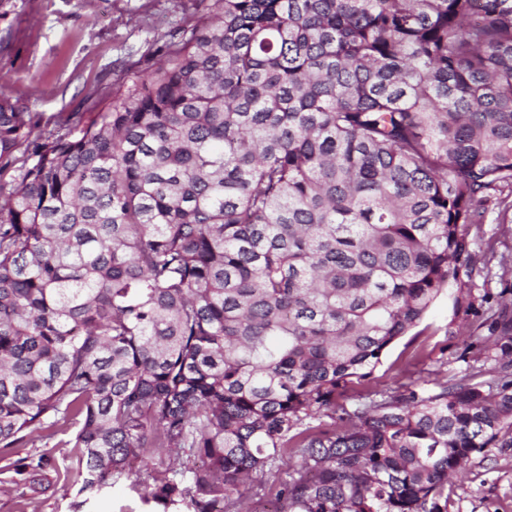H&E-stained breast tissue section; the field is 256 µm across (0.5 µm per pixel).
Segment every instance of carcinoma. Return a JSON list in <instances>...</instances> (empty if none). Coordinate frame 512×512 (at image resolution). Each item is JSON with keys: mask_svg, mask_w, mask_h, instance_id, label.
<instances>
[{"mask_svg": "<svg viewBox=\"0 0 512 512\" xmlns=\"http://www.w3.org/2000/svg\"><path fill=\"white\" fill-rule=\"evenodd\" d=\"M216 2L75 123L0 99V475L17 512L116 481L148 512H244L247 482L448 512L512 447V296L469 287L512 196V0ZM445 294L492 371L336 417Z\"/></svg>", "mask_w": 512, "mask_h": 512, "instance_id": "carcinoma-1", "label": "carcinoma"}]
</instances>
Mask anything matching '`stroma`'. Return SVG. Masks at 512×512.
<instances>
[{
    "instance_id": "stroma-1",
    "label": "stroma",
    "mask_w": 512,
    "mask_h": 512,
    "mask_svg": "<svg viewBox=\"0 0 512 512\" xmlns=\"http://www.w3.org/2000/svg\"><path fill=\"white\" fill-rule=\"evenodd\" d=\"M216 12L215 0H0V98L30 113L41 134L106 99L145 55ZM470 238L478 254L512 255V211L489 210ZM462 323L438 299L418 335L392 344L371 380L349 384L338 404L351 411L368 392L429 390L464 373L474 353ZM448 496V512H512V448H487Z\"/></svg>"
}]
</instances>
